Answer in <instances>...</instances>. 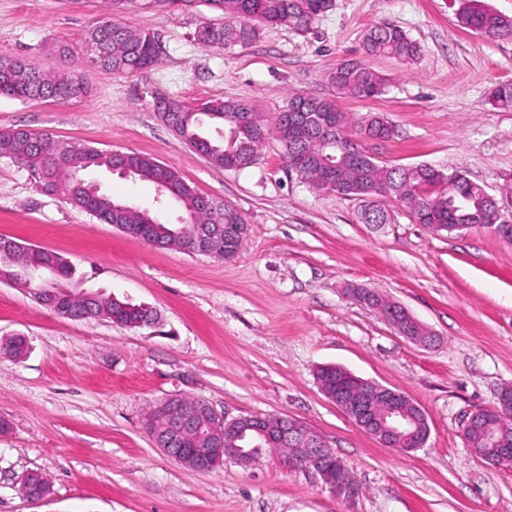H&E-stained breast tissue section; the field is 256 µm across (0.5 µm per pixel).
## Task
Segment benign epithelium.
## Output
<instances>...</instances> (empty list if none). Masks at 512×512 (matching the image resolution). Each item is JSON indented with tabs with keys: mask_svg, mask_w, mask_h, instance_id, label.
Here are the masks:
<instances>
[{
	"mask_svg": "<svg viewBox=\"0 0 512 512\" xmlns=\"http://www.w3.org/2000/svg\"><path fill=\"white\" fill-rule=\"evenodd\" d=\"M214 237L215 233L210 231L201 233L192 240L188 252L213 254L212 240ZM28 280L38 281L34 299L50 311L59 312L57 300L61 289L56 287L52 273L36 267L29 273ZM402 314L404 322L402 326L398 327L401 334L424 346H430L435 342V336L429 331L423 336H414L408 332L406 325L410 324L419 328L421 324L407 310H402ZM339 371L345 378L358 385L364 391V396L354 398L343 392L327 393V398L336 407L349 417L357 418L362 427L373 431L377 440L387 448H398L403 452L422 448V445L414 440L413 433L408 431L411 421L416 418L424 426L425 433H430L425 412L418 405L403 394L379 383L363 380L343 367L339 368ZM203 410L206 411L210 420V430L207 434L209 447L190 451L178 447L179 439L183 435L196 433L201 429L198 419ZM154 413L167 424V431L160 434L151 428L153 419H144L143 427L155 447L194 471H212L220 461L233 462L243 466L250 464L253 456L252 449L242 444L246 435L241 433L226 442L222 433L225 422H243L246 424V429L251 431V437L262 443L275 442L285 448L294 443L298 444V448L294 449L295 458L292 463L319 476L325 488L337 498L345 502L356 499L354 488L345 483L339 473L323 466V461L337 459L334 451L325 443L319 433L311 431L305 434L301 433V426L292 419L277 417L279 432L273 437L262 428V421L266 420L264 416L239 415L230 419L216 412L201 399L195 400L193 405H186L176 395L158 402Z\"/></svg>",
	"mask_w": 512,
	"mask_h": 512,
	"instance_id": "benign-epithelium-1",
	"label": "benign epithelium"
}]
</instances>
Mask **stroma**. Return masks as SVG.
<instances>
[{"instance_id":"35a3bbf8","label":"stroma","mask_w":512,"mask_h":512,"mask_svg":"<svg viewBox=\"0 0 512 512\" xmlns=\"http://www.w3.org/2000/svg\"><path fill=\"white\" fill-rule=\"evenodd\" d=\"M460 0H333L313 29L261 28L221 52L193 39L206 6L133 5L123 19L153 32L162 52L148 72L115 75L84 63L70 72L83 97L29 103L0 96V129L24 128L103 150L154 157L198 193L234 205L247 225L231 260L158 248L44 196L29 173L0 157V236L53 250L76 268L73 285L152 309L153 326L58 317L0 282V337H27L20 360L0 355V512H512V467L475 457L461 437L468 415L493 408L512 384V244L473 226L437 235L395 198L393 221L363 224L361 202L301 183L269 136L250 167L224 169L165 126L155 98L198 105L235 100L273 120L300 94L330 98L349 133L367 116L394 137L375 148L387 165L460 173L499 200L512 220V112L487 89L512 81V41H491L458 21ZM109 13L106 0H0V51L58 72L56 44L80 50ZM391 23L421 49L413 61L377 57L387 77L374 99L337 96L327 76L361 59L370 27ZM102 191L154 209L153 184L90 171ZM372 289L435 334L425 348L375 310L348 300ZM324 365L397 390L425 412L430 437L404 453L360 429L321 392ZM173 394L216 412L283 415L315 429L362 487L336 498L311 473L272 452L243 467L187 469L142 428L149 406ZM49 496L30 501L23 474Z\"/></svg>"}]
</instances>
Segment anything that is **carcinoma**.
Here are the masks:
<instances>
[{
  "label": "carcinoma",
  "mask_w": 512,
  "mask_h": 512,
  "mask_svg": "<svg viewBox=\"0 0 512 512\" xmlns=\"http://www.w3.org/2000/svg\"><path fill=\"white\" fill-rule=\"evenodd\" d=\"M112 17L93 27L82 44V58L93 67L113 74L141 73L151 68L160 51L158 37L133 29L121 20L136 0H110ZM153 4L191 8L202 2L224 14L225 23L216 26L202 22L193 38L202 47L220 51L231 44H246L257 35L261 25L285 26L298 33L307 32L331 7V0H150ZM463 27L491 40L512 39V18L486 9L465 5L459 14ZM367 56H388L415 60L420 46L405 31L383 24L367 31L362 38ZM329 81L342 95L355 98L379 97L388 80L356 60H342L329 73ZM76 79L44 73L26 60L0 51V95L26 102H57L73 97ZM489 103L512 111V82L494 84L488 92ZM161 120L183 137L191 148L203 154L215 166L244 169L255 163L267 137L274 133L284 149L288 169L303 183L320 190L336 192L364 203L360 220L364 224H388L390 217L381 199L392 196L408 208L413 220L427 227H461L489 224L499 206L480 185L460 173L446 174L430 165L387 166L372 159L365 147L354 149L347 132L348 116L335 101L298 95L267 125L254 109L234 100H214L202 107L168 99V111ZM235 129L232 138L214 140L204 133L205 120ZM364 134L376 140H389L394 128L383 117L373 116L365 124ZM307 153L313 163L306 169L295 166L298 155ZM0 156L11 159L34 176L38 191L63 199L105 224H115L125 233L150 239L160 248H176L186 239L214 225L229 228L220 238L218 250L235 257L244 245L245 220L232 205L204 200L174 170L152 157L134 152L100 150L88 143L66 141L51 134L15 128L0 132ZM121 166L134 178L156 185L164 184L168 197L183 216H193L187 224H167L156 214L145 216L139 208L125 210L119 201L100 191L91 193L86 185L72 179L74 171L112 169ZM42 266L57 272L61 287H68L75 275L74 265L62 255L36 246H25L15 239L0 237V274L23 288L28 272ZM59 306L63 313L83 320H115L130 329L154 320L153 312L142 306L97 295L87 300L64 294ZM19 358L28 351L23 336L0 341V352ZM512 437V414L492 417L488 431L468 433L469 447L493 451L501 435Z\"/></svg>",
  "instance_id": "1"
}]
</instances>
